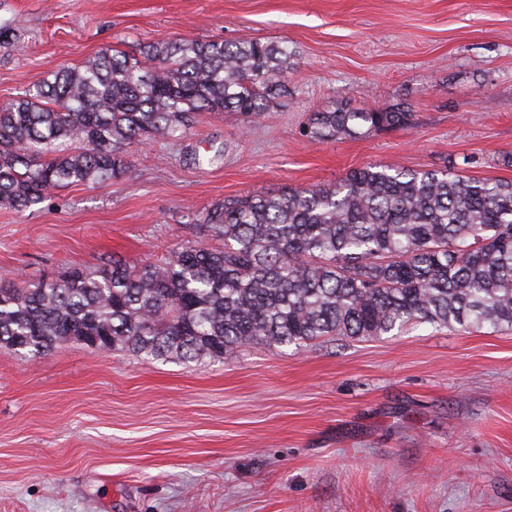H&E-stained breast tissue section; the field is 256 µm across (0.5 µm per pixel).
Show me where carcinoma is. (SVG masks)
<instances>
[{"mask_svg": "<svg viewBox=\"0 0 512 512\" xmlns=\"http://www.w3.org/2000/svg\"><path fill=\"white\" fill-rule=\"evenodd\" d=\"M292 58L280 43L184 38L138 57L105 48L56 72L0 105V206L24 211L61 186L130 178L129 145L183 133L202 112L262 117L288 93ZM412 119L314 112L304 136ZM203 227L224 248L0 285V346L37 356L106 336L136 357L194 362L413 323L512 328V181L366 166L327 187L226 197Z\"/></svg>", "mask_w": 512, "mask_h": 512, "instance_id": "obj_1", "label": "carcinoma"}]
</instances>
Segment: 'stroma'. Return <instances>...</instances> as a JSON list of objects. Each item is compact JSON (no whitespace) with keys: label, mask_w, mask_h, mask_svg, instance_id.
Segmentation results:
<instances>
[{"label":"stroma","mask_w":512,"mask_h":512,"mask_svg":"<svg viewBox=\"0 0 512 512\" xmlns=\"http://www.w3.org/2000/svg\"><path fill=\"white\" fill-rule=\"evenodd\" d=\"M286 43L260 119L201 113L128 180L0 207V279L149 264L229 195L371 164L512 181V0H0V104L106 47ZM409 112L314 144L309 113ZM0 512H512V328L407 325L223 361L0 347Z\"/></svg>","instance_id":"stroma-1"}]
</instances>
